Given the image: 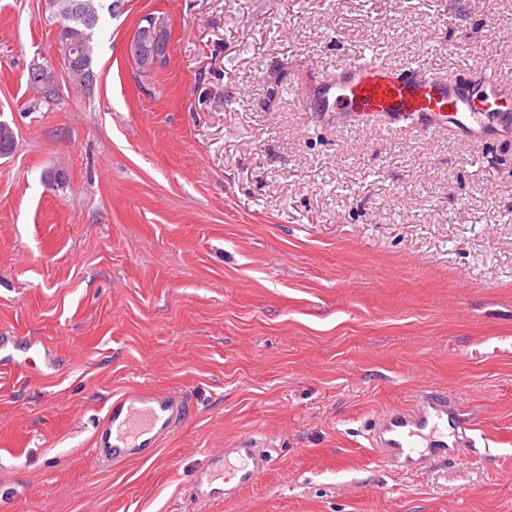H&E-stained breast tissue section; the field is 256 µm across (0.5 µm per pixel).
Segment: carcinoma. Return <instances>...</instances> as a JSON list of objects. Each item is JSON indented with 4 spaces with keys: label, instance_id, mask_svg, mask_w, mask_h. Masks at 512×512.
Segmentation results:
<instances>
[{
    "label": "carcinoma",
    "instance_id": "carcinoma-1",
    "mask_svg": "<svg viewBox=\"0 0 512 512\" xmlns=\"http://www.w3.org/2000/svg\"><path fill=\"white\" fill-rule=\"evenodd\" d=\"M79 7L71 12L68 28L61 29L57 36L59 52L64 60L65 72L70 82L77 88H85L93 82L94 63L97 57L96 31L103 13H112V5H104V0H75ZM140 53L131 56L140 75H148L153 68L166 64V38L157 27L137 28ZM27 83L42 99L56 97L57 92L48 95L44 85H57L54 69H49L46 79L27 78Z\"/></svg>",
    "mask_w": 512,
    "mask_h": 512
}]
</instances>
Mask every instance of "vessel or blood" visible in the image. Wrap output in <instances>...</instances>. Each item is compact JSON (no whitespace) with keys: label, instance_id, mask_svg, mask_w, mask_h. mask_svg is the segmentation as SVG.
Returning a JSON list of instances; mask_svg holds the SVG:
<instances>
[{"label":"vessel or blood","instance_id":"vessel-or-blood-1","mask_svg":"<svg viewBox=\"0 0 512 512\" xmlns=\"http://www.w3.org/2000/svg\"><path fill=\"white\" fill-rule=\"evenodd\" d=\"M301 104L317 111L366 118L374 115L413 120L421 129L454 127L480 136L503 131V113L512 112V88L494 71L481 67L472 77L449 70L436 73L410 61L392 71L369 58L347 63L319 91L296 87ZM34 342L17 347L14 337L0 335V364L30 361ZM190 396L179 389L132 388L113 396L92 436V453L100 466L140 458L145 449L160 447L188 417ZM469 418L454 411L447 395L422 390L407 408L380 413L371 428L372 445L380 457L402 470L416 472L447 454L449 448L469 447ZM273 464V458L254 434L240 436L229 448L210 457L200 468L191 497L206 507L214 496L210 484L223 482L225 499L255 484Z\"/></svg>","mask_w":512,"mask_h":512}]
</instances>
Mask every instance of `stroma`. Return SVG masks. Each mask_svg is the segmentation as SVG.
I'll use <instances>...</instances> for the list:
<instances>
[{"instance_id":"obj_1","label":"stroma","mask_w":512,"mask_h":512,"mask_svg":"<svg viewBox=\"0 0 512 512\" xmlns=\"http://www.w3.org/2000/svg\"><path fill=\"white\" fill-rule=\"evenodd\" d=\"M149 13L168 62L140 83ZM56 36L45 0H0V332L49 360L0 369V512H197L194 472L249 432L273 465L209 512H512V133L342 123L288 95L369 49L512 82V0H117L80 90ZM134 387L194 408L100 468L93 426ZM429 387L476 446L406 473L370 425Z\"/></svg>"}]
</instances>
